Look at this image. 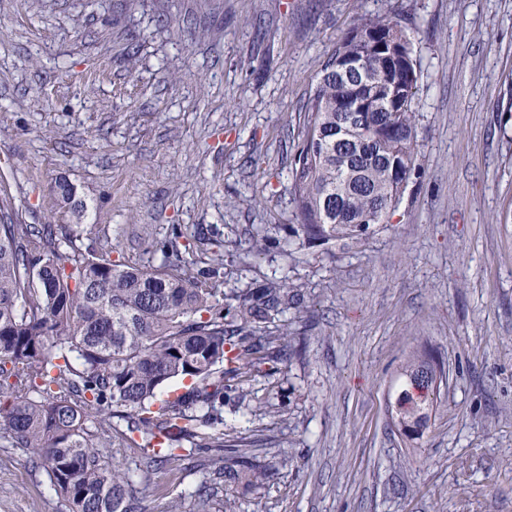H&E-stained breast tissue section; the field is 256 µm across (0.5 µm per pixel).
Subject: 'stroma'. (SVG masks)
I'll list each match as a JSON object with an SVG mask.
<instances>
[{"label": "stroma", "instance_id": "obj_1", "mask_svg": "<svg viewBox=\"0 0 512 512\" xmlns=\"http://www.w3.org/2000/svg\"><path fill=\"white\" fill-rule=\"evenodd\" d=\"M392 13L421 59L418 167L387 228L330 255L301 246L302 106L354 19ZM61 179L125 254L207 227L225 287L304 290L282 412L225 416L267 429L262 457L288 460L237 512H512V0H0V198L61 224ZM264 224L282 230L249 251ZM426 346L448 387L408 450L387 398ZM106 454L142 484L143 512H197L222 457ZM0 512L68 504L24 449L0 447Z\"/></svg>", "mask_w": 512, "mask_h": 512}]
</instances>
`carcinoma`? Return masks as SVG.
Instances as JSON below:
<instances>
[{"mask_svg": "<svg viewBox=\"0 0 512 512\" xmlns=\"http://www.w3.org/2000/svg\"><path fill=\"white\" fill-rule=\"evenodd\" d=\"M341 60L355 70H338ZM418 80L414 42L398 14L361 16L336 41L303 105L291 168L296 238L358 241L389 223L417 167ZM356 101L374 113L359 137L375 146L345 161L332 141L343 106ZM55 191L73 216L86 214L72 183L61 179ZM281 230L262 225L250 249ZM193 239L199 232L189 239L175 227L149 242L159 262L126 254L116 261L120 243L97 225L25 224L0 202V447L46 462L71 512H141L142 488L109 465L102 449L111 446L170 465L196 450L224 451L198 491V512H210L221 489L225 512H233L228 494L268 489L287 464L261 461L255 449L269 438L226 429L224 407L257 415L243 387L257 376L282 388L287 315L303 308L305 294L276 278L226 290L222 242L200 254ZM437 360L427 350L409 359L388 401L391 431L406 448L423 437L437 406L428 375Z\"/></svg>", "mask_w": 512, "mask_h": 512, "instance_id": "obj_1", "label": "carcinoma"}]
</instances>
